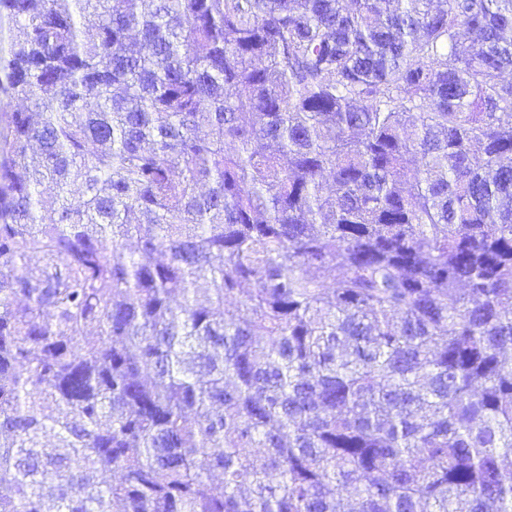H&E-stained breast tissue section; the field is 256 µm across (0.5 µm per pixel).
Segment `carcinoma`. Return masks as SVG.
I'll list each match as a JSON object with an SVG mask.
<instances>
[{
  "label": "carcinoma",
  "instance_id": "carcinoma-1",
  "mask_svg": "<svg viewBox=\"0 0 512 512\" xmlns=\"http://www.w3.org/2000/svg\"><path fill=\"white\" fill-rule=\"evenodd\" d=\"M145 2L0 0V512H512V0Z\"/></svg>",
  "mask_w": 512,
  "mask_h": 512
}]
</instances>
